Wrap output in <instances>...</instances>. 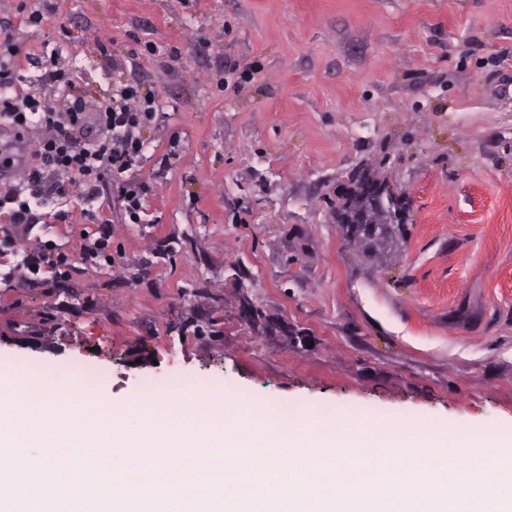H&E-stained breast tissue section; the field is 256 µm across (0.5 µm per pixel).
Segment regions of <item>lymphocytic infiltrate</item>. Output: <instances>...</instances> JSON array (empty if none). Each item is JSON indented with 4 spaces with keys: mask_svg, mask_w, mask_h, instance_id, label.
<instances>
[{
    "mask_svg": "<svg viewBox=\"0 0 512 512\" xmlns=\"http://www.w3.org/2000/svg\"><path fill=\"white\" fill-rule=\"evenodd\" d=\"M20 52L12 39L0 41V121L26 132L40 128L45 135L36 152L37 166L0 192V209L8 210L12 223L0 231V248L13 246V225L40 223L42 216L32 201L64 195L69 183L93 188L111 181L126 222L141 223L149 185L133 172L148 147L142 132L157 116L155 92L117 79L108 97L95 100L78 87L74 73L50 67L44 76L56 94L48 100L23 91L16 63ZM111 259L110 238L102 235L85 238L74 258L57 252L53 244L42 245L27 264L65 276L73 261L91 265Z\"/></svg>",
    "mask_w": 512,
    "mask_h": 512,
    "instance_id": "f902f5d3",
    "label": "lymphocytic infiltrate"
}]
</instances>
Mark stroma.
<instances>
[{
  "label": "stroma",
  "mask_w": 512,
  "mask_h": 512,
  "mask_svg": "<svg viewBox=\"0 0 512 512\" xmlns=\"http://www.w3.org/2000/svg\"><path fill=\"white\" fill-rule=\"evenodd\" d=\"M0 0L24 91L53 49L86 90L160 99L129 224L71 189L0 251V367L105 375L114 404L174 378L402 426L512 427V0ZM110 46L100 55L98 43ZM238 81L225 86L226 64ZM406 190L385 241L336 205L354 172ZM115 265L27 275L44 242Z\"/></svg>",
  "instance_id": "stroma-1"
}]
</instances>
